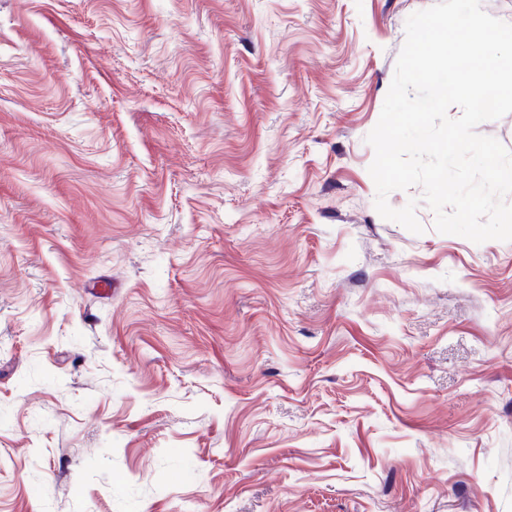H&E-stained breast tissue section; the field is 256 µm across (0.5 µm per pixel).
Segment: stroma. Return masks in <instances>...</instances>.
I'll return each mask as SVG.
<instances>
[{"label": "stroma", "mask_w": 512, "mask_h": 512, "mask_svg": "<svg viewBox=\"0 0 512 512\" xmlns=\"http://www.w3.org/2000/svg\"><path fill=\"white\" fill-rule=\"evenodd\" d=\"M437 0H0V512H512V241L383 219Z\"/></svg>", "instance_id": "35a3bbf8"}]
</instances>
